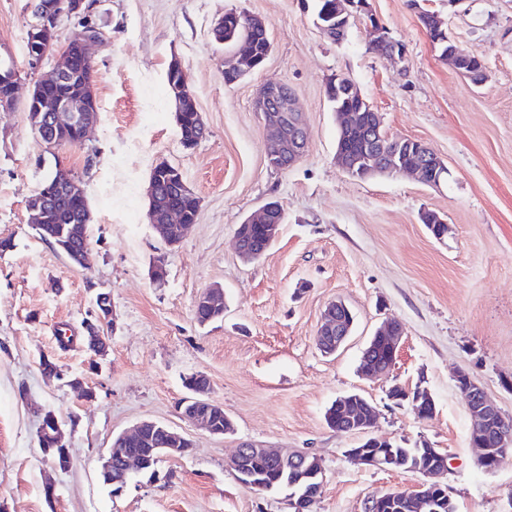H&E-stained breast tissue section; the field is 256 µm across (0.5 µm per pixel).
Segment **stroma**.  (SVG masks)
Masks as SVG:
<instances>
[{
	"mask_svg": "<svg viewBox=\"0 0 512 512\" xmlns=\"http://www.w3.org/2000/svg\"><path fill=\"white\" fill-rule=\"evenodd\" d=\"M88 19L62 15L57 47L80 38L85 22L101 37L91 49L99 120L80 145L47 148L27 120L37 78L27 62L29 0H0V57L21 78L18 100L0 111V512H291L283 495L242 486L229 469L240 442L306 451L323 466L315 512H365L373 496L417 492L424 478L378 470L348 457L359 435L328 427L337 397L357 393L377 409L375 436L445 453L440 478L457 512H512V455L478 467L457 373L480 382L512 417V0H367L342 41L319 28L312 0H91ZM261 16L273 42L263 67L224 83L228 51L213 28L224 13ZM437 14L449 38L482 54L488 78L476 84L440 58L420 22ZM377 18L405 56L370 46ZM179 59L207 126L196 146L180 141L166 72ZM350 79L392 138L425 142L448 177L428 186L408 174L366 180L334 162L336 116L326 97L332 76ZM281 82L305 114V156L276 170L270 132L256 112L259 88ZM180 169L201 199L195 224L167 247L147 220L152 168ZM62 167L89 201L87 269L42 241L28 201ZM271 199L286 219L259 260L237 253L239 224ZM437 213L448 232L422 223ZM164 257V283L151 266ZM224 289V317L194 316L197 298ZM112 298L108 348L93 355L84 336L97 293ZM344 301L355 316L348 341L323 355L315 336L326 306ZM403 338L389 376L366 379L358 365L384 319ZM58 369L45 376L39 362ZM201 373L232 420L216 436L179 414L183 380ZM426 389L432 418L388 395ZM61 420L72 463L53 469L38 444L45 412ZM143 421L168 426L193 447L165 457L157 475L136 474L112 495L99 476L113 438ZM55 485L54 498L44 494Z\"/></svg>",
	"mask_w": 512,
	"mask_h": 512,
	"instance_id": "stroma-1",
	"label": "stroma"
}]
</instances>
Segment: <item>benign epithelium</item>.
I'll use <instances>...</instances> for the list:
<instances>
[{"label":"benign epithelium","mask_w":512,"mask_h":512,"mask_svg":"<svg viewBox=\"0 0 512 512\" xmlns=\"http://www.w3.org/2000/svg\"><path fill=\"white\" fill-rule=\"evenodd\" d=\"M35 21L28 30L27 36V60L31 69L41 67L45 57L53 49L57 42V22L62 14L81 16L88 9L86 0H57L47 3L45 0H36ZM371 33L376 35L375 48L392 58H403L404 50L397 42L389 39L382 30L380 24L371 22ZM99 42L97 29L91 25L86 26L85 33L79 44V49L61 51L52 71L42 76L33 84L27 101L32 103L35 111L39 112V122L34 125V131L43 142L54 146L59 142L69 145L82 144L98 119V109L94 84L86 83L79 91L67 94H52L45 88L65 89L80 81L78 61H91V46ZM259 64L256 59V51L252 43L243 41L239 43L236 59L224 62V79L235 83L251 73ZM347 88V92L358 100L355 109H340L337 114L345 127L354 126L361 119L360 113L370 112L372 118L365 126L366 141L364 155L354 157L343 149L336 150V163L350 174H359L364 178L374 177L379 174L412 172L424 182L434 186L440 184L448 169L444 160L434 152L426 143L407 150L406 157L397 159V150L403 144V140L390 138L384 129L381 115L363 98L358 88L349 82L334 77L326 84L329 92H334L336 85ZM0 86L6 93L0 95V109L9 110L17 98L19 78L15 69L10 65L0 64ZM175 101L180 112H196L194 97L187 87V82H182L175 88ZM257 111L262 113L265 125L273 131L270 141V149L267 153L269 167L279 170L289 168L303 158L308 145V126L303 112L296 105L293 92L283 84L270 82L264 84L258 93L256 101ZM164 181L158 176L150 178L147 195L150 207L147 214L148 221L159 233L164 243L173 248L178 242L168 237V225L178 224L181 230H186L191 222L197 220V216L186 217L184 211L177 205L161 207L158 201L160 193L164 192ZM53 190L55 194L62 195L71 201L81 203V216L83 221L90 219L88 201L79 181L65 170L59 172L54 180ZM49 195L38 190L30 199V211L33 212L32 220L41 223L45 218V208L49 207ZM286 212L283 204L271 199L261 206L255 213L246 218L247 224L267 225V234L276 238L279 234V226L285 220ZM93 316L101 325L112 324V300L104 294L95 302ZM354 326V315L345 302L339 300L330 303L319 323L315 342L318 349L324 354L337 352L351 335ZM402 327L392 321L384 322L371 337L370 343L379 340L385 342L390 348L397 349L402 337ZM456 384L460 390L465 406L471 417V426L474 428L473 444L480 448L479 463L487 470L494 469L491 464L492 449L489 445L500 448L505 445V434L502 429L501 418L503 414L487 398L484 388L469 374L461 372L456 376ZM213 405L209 398V391L198 390L193 397L184 400L179 410L184 419L206 429L213 435L227 433L222 427H216L211 423L208 415V407ZM375 417L374 407H369V414L364 419L345 418L337 428L343 433L358 432L369 433ZM39 435L48 438L51 447L57 448L61 454V460L54 462L55 468L65 471L71 464V456L68 448L63 443L62 428L55 414L48 411L44 414ZM438 463L429 469H422L420 473L425 477L424 485L447 494L445 488L432 481V478L447 470V456L437 453ZM253 453H262L276 464H290L293 467L302 468L308 461L310 454L297 451L293 454L276 452L267 448L256 446L249 442L239 444L235 455L231 459L234 467H239L245 459ZM350 457L375 467L387 470L395 464L391 452L387 448H378L375 453L369 455L363 448H350L347 450ZM120 461L125 474L140 473L147 465L146 457L141 454L124 452L122 448H108L100 468V478L108 479L112 475V467L115 461Z\"/></svg>","instance_id":"benign-epithelium-1"}]
</instances>
